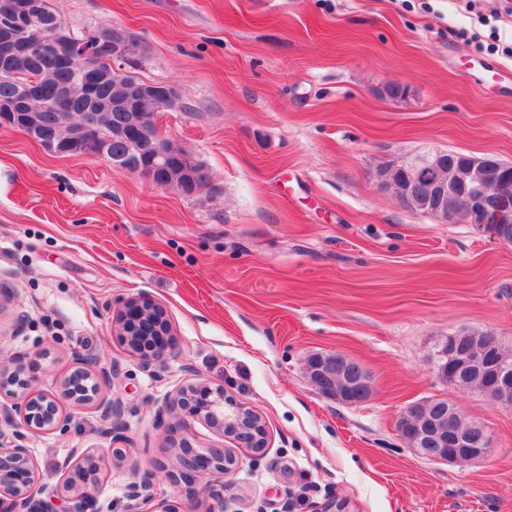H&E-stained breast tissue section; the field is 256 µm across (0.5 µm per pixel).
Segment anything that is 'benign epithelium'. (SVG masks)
Masks as SVG:
<instances>
[{"label": "benign epithelium", "instance_id": "benign-epithelium-1", "mask_svg": "<svg viewBox=\"0 0 512 512\" xmlns=\"http://www.w3.org/2000/svg\"><path fill=\"white\" fill-rule=\"evenodd\" d=\"M7 11L26 20H33L31 0H0ZM13 41L23 50L43 52L50 49L57 60L74 71V84L86 95L95 84L107 77L98 66L99 56L112 62L118 72L134 62L139 45L133 39L112 40L100 31L93 38L63 35V28L45 29L40 24L22 29ZM179 102L175 87L167 83H150L131 87L126 123L117 129V135L127 140L134 153L143 163L136 172L145 176L161 189H174L193 194L207 185L206 174L192 170L190 155L176 142L163 136L157 125L161 112L174 108ZM22 105L28 112L15 111L12 103H0V126L14 127L20 123L24 134L39 140L41 129L37 113L44 103L37 101L35 83L24 84ZM101 108L86 113L79 121L70 123L66 132L43 141L44 147L56 154L78 153L104 157L106 143L112 132L100 122ZM441 152H433L414 158H403L399 163L384 166L377 171L380 189L393 191L401 203L415 212L430 214L443 223L464 222L478 226H490L497 238L499 230L512 227V177L494 187L497 204L485 207L488 192L477 170L485 164H497L506 169L509 164L489 157L470 156L469 162L454 174L445 175L439 163ZM430 187L426 197H419L414 187L419 182ZM467 188L466 207L459 210L456 203L458 184ZM115 326L121 343L136 354L162 357L170 350V327L161 307L147 296L125 301L117 311ZM481 345L473 347L460 362H452V343L443 347L436 361L439 378L455 386L456 376L462 371L476 372L488 380L479 390L494 404L512 406V367L494 359L498 340L493 333L479 332ZM310 380L325 396L347 405L362 404L371 397V377L359 361L339 353H318L308 357L306 363ZM112 378L111 371L98 368L84 359L75 358L71 371L57 385L61 396L80 406L92 407L112 419V428H118L122 414L121 402L111 399L106 389ZM11 401L10 413L19 416V430L13 440H0V512H41L46 493L45 487L36 480L29 449L24 445L28 435L49 434L63 429L58 401L31 390L26 368L21 360L12 359L0 364V397ZM167 411L174 415L176 424L189 431L191 422L206 424L214 432L233 438L256 452L265 448L266 427L262 417L251 407L237 401L224 385L208 381H191L179 386L166 401ZM455 405L440 398L435 412L423 410V403L408 406L397 423V433L410 449L430 461H472L484 457L490 447V434L480 422L465 427L454 424ZM176 481L195 492L197 501L206 504L203 512H223L207 504L212 493L207 488L195 490L197 477L216 471L226 475L235 470L236 457L226 448L208 446L194 448L188 441L178 445L175 454ZM67 477L61 497L65 503L62 512H87L92 501L91 488L97 482L101 470L100 458L85 452L66 462ZM153 498V483L144 480L127 486L126 512H142L140 503Z\"/></svg>", "mask_w": 512, "mask_h": 512}]
</instances>
